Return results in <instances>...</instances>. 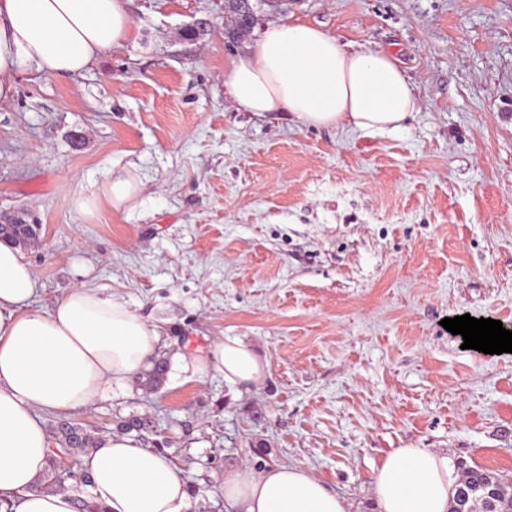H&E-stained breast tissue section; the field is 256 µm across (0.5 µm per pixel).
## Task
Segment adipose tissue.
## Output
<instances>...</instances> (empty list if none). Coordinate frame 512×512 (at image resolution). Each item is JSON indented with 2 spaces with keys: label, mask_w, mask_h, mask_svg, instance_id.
I'll list each match as a JSON object with an SVG mask.
<instances>
[{
  "label": "adipose tissue",
  "mask_w": 512,
  "mask_h": 512,
  "mask_svg": "<svg viewBox=\"0 0 512 512\" xmlns=\"http://www.w3.org/2000/svg\"><path fill=\"white\" fill-rule=\"evenodd\" d=\"M133 20L127 0H0V104L12 100L24 65L67 76L127 44ZM232 102L262 117L288 113L298 125L391 135L419 110L413 87L385 51L353 49L319 27L268 24L247 52L224 70ZM141 181L111 171L74 208L95 216L120 211ZM37 281L18 247L0 241V512H75L67 491H36L51 454L41 412L58 416L89 405L114 385L133 381L154 353L155 331L127 303L77 285L51 309L36 310ZM201 372L249 386L266 364L251 344L228 338L193 359ZM90 489L105 512H187L181 468L131 435H114L85 457ZM457 483L447 454L396 448L372 478L380 512H448ZM224 499L235 512H350L306 466L273 465L261 473L224 472Z\"/></svg>",
  "instance_id": "obj_1"
}]
</instances>
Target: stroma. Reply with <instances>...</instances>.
I'll return each instance as SVG.
<instances>
[{
  "label": "stroma",
  "mask_w": 512,
  "mask_h": 512,
  "mask_svg": "<svg viewBox=\"0 0 512 512\" xmlns=\"http://www.w3.org/2000/svg\"><path fill=\"white\" fill-rule=\"evenodd\" d=\"M129 10L130 43L73 76L23 68L0 105V212L41 225L21 250L34 309L78 284L117 296L169 360L161 389L112 386L70 420L104 439L149 414L188 512H232L225 469L288 464L377 512L396 448L512 482V353L441 324L512 328V0H276L233 42L224 0ZM280 20L391 53L419 112L370 137L238 110L224 65ZM115 165L139 175L134 207L75 209ZM235 337L267 361L250 388L189 367Z\"/></svg>",
  "instance_id": "obj_1"
}]
</instances>
